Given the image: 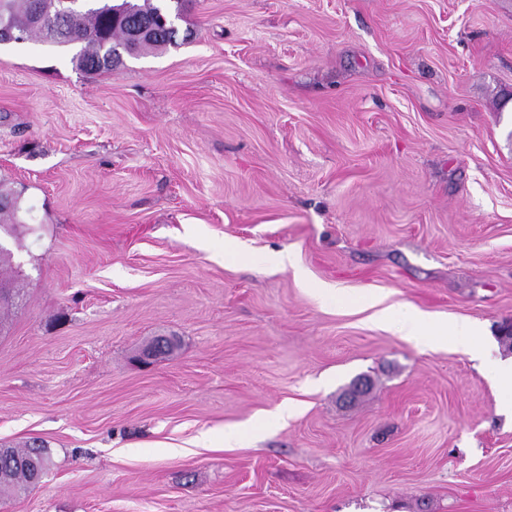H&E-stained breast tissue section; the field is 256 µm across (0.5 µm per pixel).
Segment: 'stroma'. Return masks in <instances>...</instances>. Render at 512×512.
I'll use <instances>...</instances> for the list:
<instances>
[{
  "mask_svg": "<svg viewBox=\"0 0 512 512\" xmlns=\"http://www.w3.org/2000/svg\"><path fill=\"white\" fill-rule=\"evenodd\" d=\"M177 25L92 78L0 48L28 225L0 446L52 459L0 512H512V0H191ZM373 292L477 325L485 368L368 320ZM157 336L174 355L140 361ZM493 374L497 380L496 392L499 404L512 409V360L511 363H498L494 367Z\"/></svg>",
  "mask_w": 512,
  "mask_h": 512,
  "instance_id": "35a3bbf8",
  "label": "stroma"
}]
</instances>
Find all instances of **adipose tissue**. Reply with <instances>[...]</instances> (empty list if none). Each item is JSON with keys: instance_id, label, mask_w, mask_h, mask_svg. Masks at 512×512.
Returning a JSON list of instances; mask_svg holds the SVG:
<instances>
[{"instance_id": "ef3b65f1", "label": "adipose tissue", "mask_w": 512, "mask_h": 512, "mask_svg": "<svg viewBox=\"0 0 512 512\" xmlns=\"http://www.w3.org/2000/svg\"><path fill=\"white\" fill-rule=\"evenodd\" d=\"M376 318L389 325L399 336L428 347H438L452 340L459 348L470 352L480 336L477 326L465 321L451 326L445 334L430 331V319L424 312L403 306L384 308L377 313Z\"/></svg>"}]
</instances>
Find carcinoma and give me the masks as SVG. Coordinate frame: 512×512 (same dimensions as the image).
<instances>
[{"label": "carcinoma", "mask_w": 512, "mask_h": 512, "mask_svg": "<svg viewBox=\"0 0 512 512\" xmlns=\"http://www.w3.org/2000/svg\"><path fill=\"white\" fill-rule=\"evenodd\" d=\"M184 0H121L116 4L100 0H0L4 19L23 43L41 41L53 46H79L72 55L73 66L86 75L112 70V62L124 55L135 57L149 51L178 45L179 30L172 14H181ZM46 17V24L32 21L34 11ZM149 19L156 37L131 44L130 26ZM20 193L0 183V234L18 240L21 228L18 213ZM21 289L6 279L0 289V309L15 305ZM50 456L44 441L34 439L22 448L0 450V492H18L46 474Z\"/></svg>", "instance_id": "obj_1"}]
</instances>
